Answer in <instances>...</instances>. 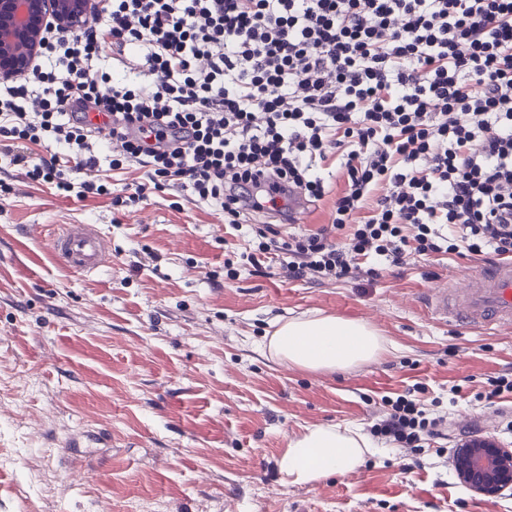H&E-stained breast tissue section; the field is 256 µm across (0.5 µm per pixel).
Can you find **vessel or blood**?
Returning a JSON list of instances; mask_svg holds the SVG:
<instances>
[{
  "label": "vessel or blood",
  "mask_w": 512,
  "mask_h": 512,
  "mask_svg": "<svg viewBox=\"0 0 512 512\" xmlns=\"http://www.w3.org/2000/svg\"><path fill=\"white\" fill-rule=\"evenodd\" d=\"M56 260L69 272L93 275L112 263L109 240L93 224H60L50 238ZM435 320L476 330L512 327V259H496L473 271L466 286L442 282L422 298Z\"/></svg>",
  "instance_id": "1"
}]
</instances>
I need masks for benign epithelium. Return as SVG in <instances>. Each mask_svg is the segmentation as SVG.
Listing matches in <instances>:
<instances>
[{"label": "benign epithelium", "instance_id": "benign-epithelium-1", "mask_svg": "<svg viewBox=\"0 0 512 512\" xmlns=\"http://www.w3.org/2000/svg\"><path fill=\"white\" fill-rule=\"evenodd\" d=\"M107 0H0V79L25 76L51 32L78 33L99 20ZM454 467L476 493L512 491V449L474 437L457 449Z\"/></svg>", "mask_w": 512, "mask_h": 512}]
</instances>
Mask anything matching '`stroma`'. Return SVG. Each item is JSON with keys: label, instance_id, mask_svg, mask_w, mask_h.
I'll list each match as a JSON object with an SVG mask.
<instances>
[{"label": "stroma", "instance_id": "stroma-1", "mask_svg": "<svg viewBox=\"0 0 512 512\" xmlns=\"http://www.w3.org/2000/svg\"><path fill=\"white\" fill-rule=\"evenodd\" d=\"M340 163L329 162V194L282 233L331 225ZM0 180L11 186L0 195V512H512V496L473 492L453 466L470 437L512 446V393L485 398L490 379L512 373V330L455 328L421 305L480 258L411 252L396 266L360 260L342 280H296L242 261L254 226L229 233L190 188L81 200L1 154ZM55 224L97 225L111 267L62 268L32 231ZM314 312L366 322L394 348L336 372L264 353L277 320ZM413 386L445 419L419 454L376 438L350 474L281 484L276 461L294 436L324 424L369 433Z\"/></svg>", "mask_w": 512, "mask_h": 512}]
</instances>
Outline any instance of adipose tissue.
<instances>
[{
  "mask_svg": "<svg viewBox=\"0 0 512 512\" xmlns=\"http://www.w3.org/2000/svg\"><path fill=\"white\" fill-rule=\"evenodd\" d=\"M388 341L369 324L316 312L278 323L263 348L280 362L311 370L336 371L376 359ZM371 451L360 431L339 425L306 428L277 459L284 486L312 485L330 475L355 471Z\"/></svg>",
  "mask_w": 512,
  "mask_h": 512,
  "instance_id": "obj_1",
  "label": "adipose tissue"
}]
</instances>
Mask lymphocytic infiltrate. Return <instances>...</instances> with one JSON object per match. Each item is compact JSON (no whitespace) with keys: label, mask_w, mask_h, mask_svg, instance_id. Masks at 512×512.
<instances>
[{"label":"lymphocytic infiltrate","mask_w":512,"mask_h":512,"mask_svg":"<svg viewBox=\"0 0 512 512\" xmlns=\"http://www.w3.org/2000/svg\"><path fill=\"white\" fill-rule=\"evenodd\" d=\"M106 43L119 59L144 48L154 82L99 72ZM44 53L49 69L0 87L4 151L32 181L108 194L93 110L121 145L112 166L144 171L129 201L178 184L235 231L294 193L322 200L316 168L341 151L331 228L256 231L290 278L341 280L360 258L402 263L409 246L512 258V0H109L104 32L52 35ZM47 138L84 178L34 152ZM443 423L407 392L371 431L415 451Z\"/></svg>","instance_id":"lymphocytic-infiltrate-1"}]
</instances>
